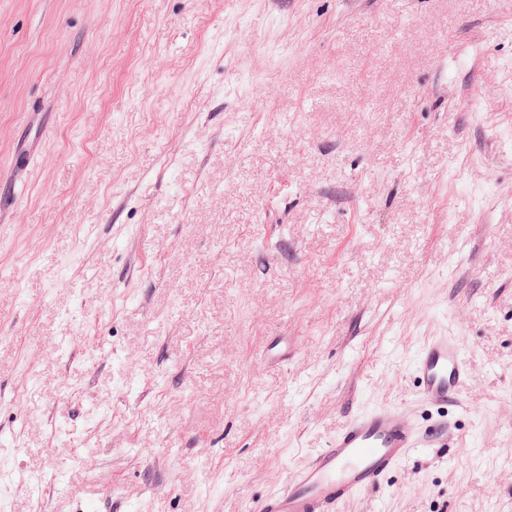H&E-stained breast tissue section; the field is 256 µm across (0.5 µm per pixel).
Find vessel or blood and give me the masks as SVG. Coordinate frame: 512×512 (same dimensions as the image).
Wrapping results in <instances>:
<instances>
[{
  "label": "vessel or blood",
  "mask_w": 512,
  "mask_h": 512,
  "mask_svg": "<svg viewBox=\"0 0 512 512\" xmlns=\"http://www.w3.org/2000/svg\"><path fill=\"white\" fill-rule=\"evenodd\" d=\"M415 398L428 411L458 404L471 378L458 336L430 337L412 357ZM422 436L393 405L352 414L328 441L296 469L257 512H340L341 506L380 486L421 445Z\"/></svg>",
  "instance_id": "1"
}]
</instances>
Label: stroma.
I'll return each mask as SVG.
<instances>
[{
  "instance_id": "35a3bbf8",
  "label": "stroma",
  "mask_w": 512,
  "mask_h": 512,
  "mask_svg": "<svg viewBox=\"0 0 512 512\" xmlns=\"http://www.w3.org/2000/svg\"><path fill=\"white\" fill-rule=\"evenodd\" d=\"M445 331L343 512H512V0H0V512H248ZM415 399L428 411L448 413L457 405L471 378L468 359L458 336L440 333L431 336L412 357Z\"/></svg>"
}]
</instances>
